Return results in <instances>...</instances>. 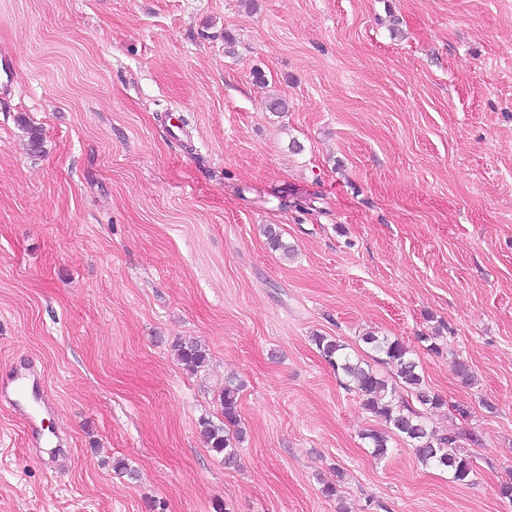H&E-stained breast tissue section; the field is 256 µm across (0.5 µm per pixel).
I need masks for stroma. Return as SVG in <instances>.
I'll return each mask as SVG.
<instances>
[{"mask_svg":"<svg viewBox=\"0 0 512 512\" xmlns=\"http://www.w3.org/2000/svg\"><path fill=\"white\" fill-rule=\"evenodd\" d=\"M368 333L414 350L470 484L371 456L384 422L313 342ZM20 359L67 455L0 405V512H512V0H0ZM229 379L232 466L199 427ZM177 360L187 371L197 372L207 362L206 349L197 341L181 342L175 346Z\"/></svg>","mask_w":512,"mask_h":512,"instance_id":"35a3bbf8","label":"stroma"}]
</instances>
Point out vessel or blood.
<instances>
[{
	"mask_svg": "<svg viewBox=\"0 0 512 512\" xmlns=\"http://www.w3.org/2000/svg\"><path fill=\"white\" fill-rule=\"evenodd\" d=\"M44 385L42 372L25 364L0 379V405L22 419L27 443L32 448H46L52 444L39 420V404L45 399Z\"/></svg>",
	"mask_w": 512,
	"mask_h": 512,
	"instance_id": "vessel-or-blood-1",
	"label": "vessel or blood"
}]
</instances>
